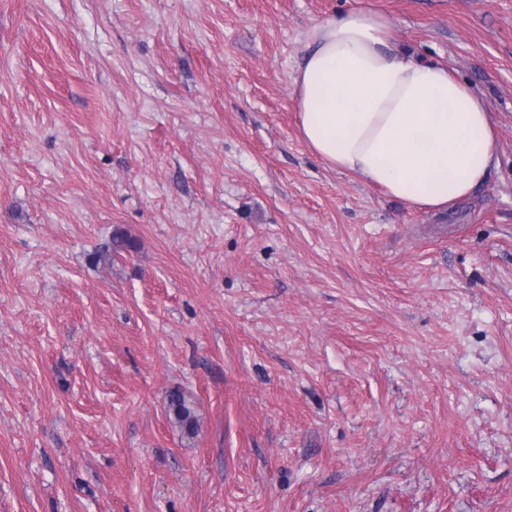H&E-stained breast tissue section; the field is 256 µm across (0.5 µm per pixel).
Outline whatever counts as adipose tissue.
I'll list each match as a JSON object with an SVG mask.
<instances>
[{"mask_svg": "<svg viewBox=\"0 0 512 512\" xmlns=\"http://www.w3.org/2000/svg\"><path fill=\"white\" fill-rule=\"evenodd\" d=\"M300 137L326 167L414 209H441L482 187L497 160L496 122L447 66L402 51L372 9L309 33L293 82Z\"/></svg>", "mask_w": 512, "mask_h": 512, "instance_id": "obj_1", "label": "adipose tissue"}]
</instances>
